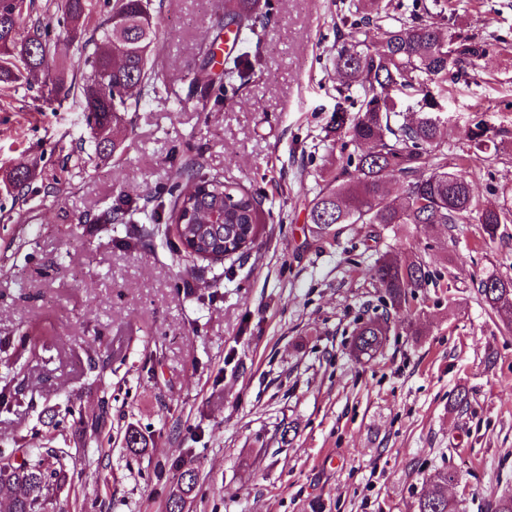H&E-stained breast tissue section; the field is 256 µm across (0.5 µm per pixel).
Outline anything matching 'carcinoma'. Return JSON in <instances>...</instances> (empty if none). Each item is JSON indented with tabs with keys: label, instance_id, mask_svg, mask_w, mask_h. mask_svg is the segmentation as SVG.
Returning <instances> with one entry per match:
<instances>
[{
	"label": "carcinoma",
	"instance_id": "carcinoma-1",
	"mask_svg": "<svg viewBox=\"0 0 512 512\" xmlns=\"http://www.w3.org/2000/svg\"><path fill=\"white\" fill-rule=\"evenodd\" d=\"M258 0H224V30L240 35L256 33L270 20ZM450 0H431L422 13L407 22L396 16L393 0H353L359 22L350 24L347 39L333 60L341 85L363 93L353 117L343 110L332 113L331 128L336 144L344 153L347 145L362 151L336 158V176L327 180L309 201V223L321 238L336 234L338 224H370L384 229L401 224H424L433 229L455 224H481L484 243L503 238L501 227L512 223V210L480 200L473 191L468 172L448 169L441 150L447 128L436 112L434 95L424 91L432 86L447 90L485 57L487 46L452 27H441L426 19L434 10L448 12ZM34 0H0V87L13 84L37 85L54 99L66 100L76 92L85 110L94 116L100 130L116 121L112 94L128 85L147 86L155 76L154 60L157 22L151 0H118L98 30H82L85 18L98 11L100 0H63L68 39L78 43L83 57L81 83L67 81L61 71L50 69L47 55L40 52L45 39L38 33L22 35L32 28ZM379 48L366 44L369 32ZM243 56L224 59V92L235 89V81L246 74ZM421 92V106L404 112L395 99H378L376 88ZM505 131L484 120L468 128V141L477 150H499L498 139ZM401 182L400 200H387V186ZM172 209L168 223L144 224L129 237L136 246L144 239H158L176 257H185L184 247L207 256L230 258L247 254L264 221L261 201L240 185L209 176L194 165L178 169L170 191ZM375 285L401 323L412 313V301L434 282L432 271L419 258L384 253L372 266ZM480 301L512 332V277L495 270L475 276ZM388 323L372 320L361 326L353 343L358 358L372 360L383 346ZM20 385L5 383L0 388V411L9 413L20 405ZM68 470L57 451L33 448L20 463L0 466V482L10 487L9 512H44L55 490L65 485ZM453 476L440 472L429 489L412 505L411 512H454L448 499V481Z\"/></svg>",
	"mask_w": 512,
	"mask_h": 512
}]
</instances>
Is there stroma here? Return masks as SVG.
Instances as JSON below:
<instances>
[{"mask_svg": "<svg viewBox=\"0 0 512 512\" xmlns=\"http://www.w3.org/2000/svg\"><path fill=\"white\" fill-rule=\"evenodd\" d=\"M349 3L270 0L250 45L262 65L226 96L206 85L229 51L224 0H154L157 75L128 98L121 146L102 160L85 152L81 97L0 88V376L22 333L37 344L21 358L22 406L0 414V460L65 453L71 480L48 512H166L181 459L198 473L189 512H408L441 471L455 478V512H490L512 490V333L473 286L489 268L512 277V231L489 246L475 224L377 235L344 224L322 238L308 221L322 173L336 170L330 117L362 103L332 68L356 18ZM35 8L54 65L79 76L60 12ZM446 22L488 46L438 98L448 162L481 199L512 205V0H452ZM481 118L509 136L478 157L466 131ZM188 161L272 214L243 258L177 261L108 224L116 200L168 202ZM18 168L31 174L21 192L4 182ZM389 249L452 286L420 293L413 331L391 321L360 361L355 334L386 309L371 265ZM54 405L75 414L39 425ZM133 430L145 452L128 448Z\"/></svg>", "mask_w": 512, "mask_h": 512, "instance_id": "stroma-1", "label": "stroma"}]
</instances>
